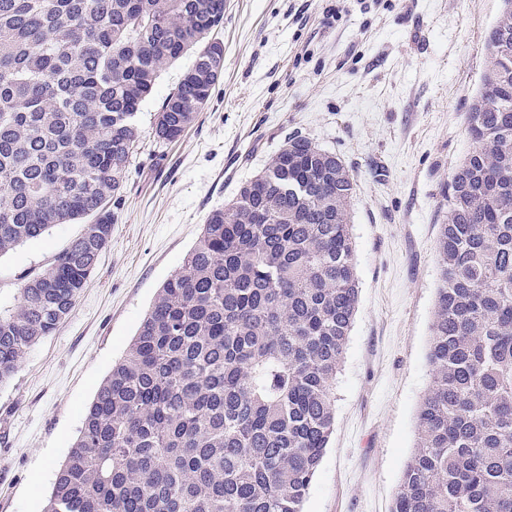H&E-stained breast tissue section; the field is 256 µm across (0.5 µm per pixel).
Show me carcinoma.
<instances>
[{"label": "carcinoma", "mask_w": 512, "mask_h": 512, "mask_svg": "<svg viewBox=\"0 0 512 512\" xmlns=\"http://www.w3.org/2000/svg\"><path fill=\"white\" fill-rule=\"evenodd\" d=\"M224 0H0V256L81 235L0 313V385L72 312L159 74L178 139L224 71ZM471 147L438 225L431 381L391 512H512V0L484 41ZM345 162L295 136L213 210L98 388L44 512H303L359 295Z\"/></svg>", "instance_id": "carcinoma-1"}]
</instances>
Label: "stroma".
I'll return each mask as SVG.
<instances>
[{
	"label": "stroma",
	"mask_w": 512,
	"mask_h": 512,
	"mask_svg": "<svg viewBox=\"0 0 512 512\" xmlns=\"http://www.w3.org/2000/svg\"><path fill=\"white\" fill-rule=\"evenodd\" d=\"M502 0H226L224 74L176 141L153 115L191 66L167 67L141 107L139 151L112 239L70 316L0 387V512H43L87 410L207 215L294 135L356 183L359 302L334 392L335 428L304 512H389L416 445L449 175ZM82 231L56 224L0 256V310L24 275Z\"/></svg>",
	"instance_id": "stroma-1"
}]
</instances>
